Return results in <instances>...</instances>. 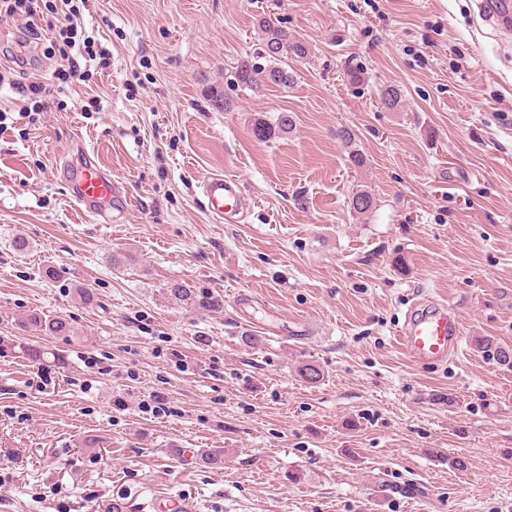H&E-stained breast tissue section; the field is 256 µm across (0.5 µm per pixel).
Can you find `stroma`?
<instances>
[{
	"instance_id": "stroma-1",
	"label": "stroma",
	"mask_w": 512,
	"mask_h": 512,
	"mask_svg": "<svg viewBox=\"0 0 512 512\" xmlns=\"http://www.w3.org/2000/svg\"><path fill=\"white\" fill-rule=\"evenodd\" d=\"M478 4L88 0L80 34L106 55L33 121L24 90L61 59L20 50L0 16V70L26 59L0 85V512H153L174 496L197 512H512V370L475 346H512V37ZM261 14L309 54L293 85L255 93L231 72ZM282 112L292 131L256 140L254 120ZM85 147L126 213L74 206L56 168ZM219 174L252 199L243 222L211 216L202 184ZM357 184L369 214L347 206ZM172 281L223 305L172 301ZM417 293L461 321L446 362L416 365L396 343ZM305 362L323 381L300 378ZM156 393L168 414L142 412ZM216 448L222 463L202 462ZM410 483L420 494H399Z\"/></svg>"
}]
</instances>
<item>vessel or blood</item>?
Wrapping results in <instances>:
<instances>
[{
	"label": "vessel or blood",
	"mask_w": 512,
	"mask_h": 512,
	"mask_svg": "<svg viewBox=\"0 0 512 512\" xmlns=\"http://www.w3.org/2000/svg\"><path fill=\"white\" fill-rule=\"evenodd\" d=\"M484 7L503 30L512 29V0H484ZM58 175L69 187L76 207L86 215H100L107 206L121 213L129 203L111 174L92 156H84L79 165L60 167ZM204 193L210 213L225 222H233L248 209L236 178L210 177L204 183ZM461 340V324L455 311L447 303L432 298L409 306L397 336L404 355L418 364L447 361Z\"/></svg>",
	"instance_id": "vessel-or-blood-1"
}]
</instances>
